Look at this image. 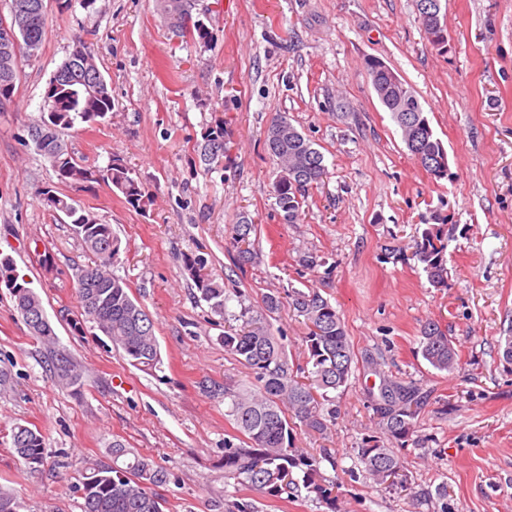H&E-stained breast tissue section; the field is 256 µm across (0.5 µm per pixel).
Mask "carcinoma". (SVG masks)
I'll return each mask as SVG.
<instances>
[{
    "instance_id": "1",
    "label": "carcinoma",
    "mask_w": 512,
    "mask_h": 512,
    "mask_svg": "<svg viewBox=\"0 0 512 512\" xmlns=\"http://www.w3.org/2000/svg\"><path fill=\"white\" fill-rule=\"evenodd\" d=\"M27 6L28 37L35 50L42 49L46 33L45 0H10V9ZM161 11L169 27L178 35L186 34L204 42L209 31L202 22L192 20L193 0H160ZM62 66L70 68L69 82L44 97L40 123L31 130L49 134L48 159L62 183L85 182L95 174L123 194L134 207L140 206L143 192L121 163L111 161L99 172L90 170L66 156L59 144V132L79 123L105 118L112 111L109 90L90 98L81 89L88 70L97 67L89 46L81 39ZM376 92L396 88L404 97V111L392 113L412 157L431 175L441 179V162L448 153L437 137L414 90L402 83L395 85L393 72L376 58L366 62ZM267 150L277 165L278 176L272 195L282 223H296L306 194L327 177L322 153L289 120L278 114L272 118L265 137ZM224 154V135L218 134L204 148V160L210 162ZM41 199L52 208L71 216L76 222L94 264L81 270L77 281L89 273L105 289L78 288L76 294L82 315L121 349L133 366L152 371L162 363L160 344L152 318L131 296L126 283L115 276L112 265L120 250V240L112 226L101 224L83 210L47 186L39 191ZM255 225L241 216L232 227V245L237 249L238 264L257 258L251 233ZM448 225L427 224L422 229L415 255L423 265L428 281L435 288L447 287ZM185 271L211 311L225 314L224 282L206 272V258L194 251L183 255ZM0 277L5 279L20 315L44 310L40 297L29 282L9 263H0ZM288 306L302 317L307 332L302 337L306 365L294 362L283 336L271 330L269 318ZM238 328L228 326L220 336L224 350L236 357L247 370L246 380L224 381V415L234 424V434L224 438V477L247 485L267 498L288 499L304 488L330 508H335L331 491L318 483L320 458L304 448L292 446L294 430L325 435L336 420V393L344 390L351 376L354 351L347 336L341 312L319 289L307 286L267 294L260 306L240 311ZM32 336L46 344L54 342L49 320L27 323ZM422 357L436 370L452 371L459 363L458 353L439 323L429 321L421 330ZM54 377L63 384L75 385L80 373L69 360H60L53 368ZM382 387L401 393V405L386 414L375 410L379 435L371 436L359 449L366 474L374 483L392 487L403 471L401 457L392 447L406 442L419 414L417 389L383 377ZM17 457L30 469L43 464L45 436L36 428L17 424L10 430ZM173 472L136 454L116 441L112 444V463L96 465L82 474V512H163L162 499L155 488L172 480Z\"/></svg>"
}]
</instances>
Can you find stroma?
<instances>
[{
	"mask_svg": "<svg viewBox=\"0 0 512 512\" xmlns=\"http://www.w3.org/2000/svg\"><path fill=\"white\" fill-rule=\"evenodd\" d=\"M36 59L21 60L0 107V260L32 283L56 334L33 339L0 286V487L20 512H82L85 469L112 460L113 442L170 468L163 512H512V0H442L446 48L427 40L418 0H195L207 43L169 29L157 0H45ZM90 46L112 95L97 125L64 129L69 156L97 170L119 160L145 190L135 208L100 181L59 182L29 136L47 84L74 48ZM382 60L412 86L448 151L451 179L427 173L406 149L365 67ZM282 113L324 155L327 177L296 223H281L276 167L264 133ZM225 129L226 151L202 150ZM121 240L113 273L155 323L163 364L152 373L81 316L75 289L91 265L70 219L38 196L44 186ZM255 224L258 261L238 266L239 215ZM448 218V286H430L414 252L432 216ZM201 249L224 282L227 315L288 287L319 288L343 314L352 375L337 395L328 438L297 429L294 445L321 456L336 507L302 491L273 501L224 477V381L245 369L227 354L218 317L200 299L182 255ZM53 267H44L40 251ZM313 253L322 266L299 257ZM459 352L451 372L422 358L428 321ZM81 379L52 378L56 353ZM419 390L410 442L399 447L405 488L374 484L359 461L374 434L382 376ZM39 428L46 458L19 462L8 438ZM447 499H439V488Z\"/></svg>",
	"mask_w": 512,
	"mask_h": 512,
	"instance_id": "1",
	"label": "stroma"
}]
</instances>
